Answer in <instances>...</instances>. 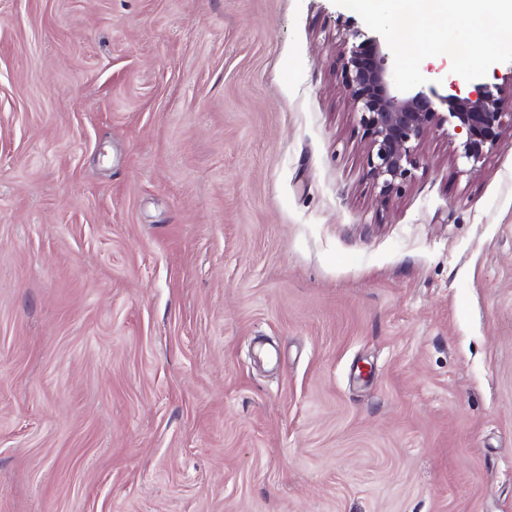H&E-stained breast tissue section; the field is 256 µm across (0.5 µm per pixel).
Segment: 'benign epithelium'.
<instances>
[{
  "mask_svg": "<svg viewBox=\"0 0 512 512\" xmlns=\"http://www.w3.org/2000/svg\"><path fill=\"white\" fill-rule=\"evenodd\" d=\"M342 74L368 137L370 176L383 198L412 178L420 146L432 131L452 125L465 135L462 156L476 164L498 145L503 129L512 128L504 97L487 86L465 95L453 83L446 95L399 88L376 37L344 53ZM439 103L446 111L438 110Z\"/></svg>",
  "mask_w": 512,
  "mask_h": 512,
  "instance_id": "1",
  "label": "benign epithelium"
}]
</instances>
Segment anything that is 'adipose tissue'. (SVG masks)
I'll return each instance as SVG.
<instances>
[{
    "label": "adipose tissue",
    "instance_id": "1",
    "mask_svg": "<svg viewBox=\"0 0 512 512\" xmlns=\"http://www.w3.org/2000/svg\"><path fill=\"white\" fill-rule=\"evenodd\" d=\"M399 17H412L411 27L397 25L403 43L422 40L426 23L435 21L450 28L481 27L487 46H495L512 33V0H396Z\"/></svg>",
    "mask_w": 512,
    "mask_h": 512
}]
</instances>
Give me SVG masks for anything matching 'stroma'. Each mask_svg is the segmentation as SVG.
<instances>
[{
    "label": "stroma",
    "mask_w": 512,
    "mask_h": 512,
    "mask_svg": "<svg viewBox=\"0 0 512 512\" xmlns=\"http://www.w3.org/2000/svg\"><path fill=\"white\" fill-rule=\"evenodd\" d=\"M392 2L0 0V512H512V130L383 199L342 78L512 42Z\"/></svg>",
    "instance_id": "1"
}]
</instances>
